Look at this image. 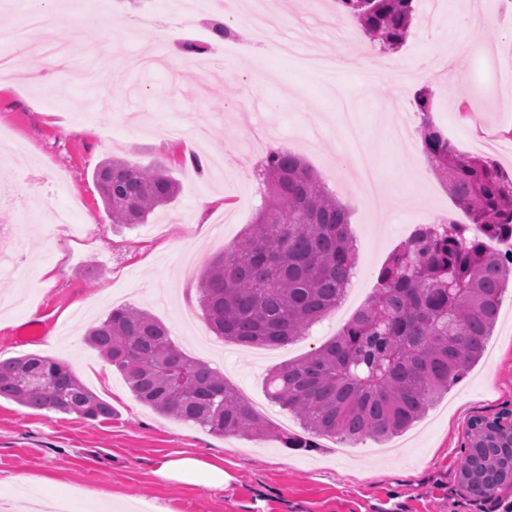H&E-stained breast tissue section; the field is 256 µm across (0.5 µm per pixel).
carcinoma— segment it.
I'll return each mask as SVG.
<instances>
[{"instance_id": "1", "label": "carcinoma", "mask_w": 512, "mask_h": 512, "mask_svg": "<svg viewBox=\"0 0 512 512\" xmlns=\"http://www.w3.org/2000/svg\"><path fill=\"white\" fill-rule=\"evenodd\" d=\"M414 0H336L384 52L399 50ZM423 115L422 151L451 197L470 215L420 226L379 271L369 301L338 334L267 375L268 398L293 414L302 432L287 448H316L319 437L350 444L387 441L409 430L484 355L512 277V256L488 240H512V177L459 151L432 120L433 97L415 93ZM259 175L264 201L241 239L200 275V304L211 331L244 346L283 347L309 333L341 301L355 269L349 212L289 151H272ZM92 178L115 226L147 223L179 186L164 169L107 160ZM87 344L155 412L218 436L274 427L207 363L188 356L159 319L132 305L114 308L86 334ZM88 422L112 404L63 361L40 354L0 360V399ZM459 479L475 497L512 483V411L468 424Z\"/></svg>"}]
</instances>
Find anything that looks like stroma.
<instances>
[{
	"mask_svg": "<svg viewBox=\"0 0 512 512\" xmlns=\"http://www.w3.org/2000/svg\"><path fill=\"white\" fill-rule=\"evenodd\" d=\"M181 0H108L93 15L69 22L67 67L54 81L34 85L27 73L45 64L38 51L18 71L0 77V182H18L30 209L0 208V227L23 240V262L0 277V359L27 353L72 365L83 382L111 403L112 418L88 422L0 399V512H30L16 476L32 481L39 500L67 495L76 512L99 502L108 512H502L512 486L485 499L459 484L471 419L512 410V280L502 294L497 327L484 358L439 399L410 431L381 454L365 438L337 458L334 440L317 449L283 447L273 436L219 437L163 417L139 403L122 375L84 342L85 332L111 308L131 304L165 323L175 344L216 367L247 399L266 400L270 369L302 358L336 335L348 316L326 315L309 334L282 348L201 343L211 330L200 306L201 272L253 223L263 197L254 173L272 147L300 155L351 213L356 239L353 306L365 304L377 275L414 229L441 215L458 223L469 214L430 171L422 151L395 150L382 131L387 103H398L411 129L419 114L413 92H433L431 120L458 149L481 155L512 173V0H486L476 18L459 12L428 14L416 0L415 19L399 52L413 74L411 92L395 80L366 81L348 67L308 70L290 56L253 60L251 35L234 38L236 55L223 54L211 32L222 21L200 0L188 26L171 41L151 22L179 20ZM334 0L284 10L279 35L304 39L328 57L342 51L332 28ZM473 49L465 75L426 73L449 39ZM194 43L212 57L201 73L182 47ZM40 100L33 109L31 100ZM482 111H472L473 103ZM78 126L65 136L62 126ZM199 141L202 165L175 161V138ZM357 138L386 176V223H376L354 169L337 164L339 147ZM106 159L168 170L179 184L175 201L149 223L113 225L92 179ZM63 212L67 225L50 238L36 221L45 208ZM56 265L53 281L39 279ZM193 454L216 462L228 476L223 489L167 482L153 474L167 456Z\"/></svg>",
	"mask_w": 512,
	"mask_h": 512,
	"instance_id": "stroma-1",
	"label": "stroma"
}]
</instances>
